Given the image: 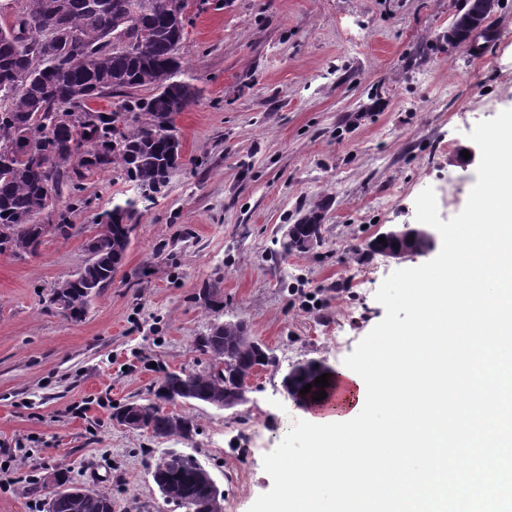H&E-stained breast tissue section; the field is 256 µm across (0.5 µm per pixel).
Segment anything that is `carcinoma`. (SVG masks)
Returning a JSON list of instances; mask_svg holds the SVG:
<instances>
[{
  "label": "carcinoma",
  "instance_id": "carcinoma-1",
  "mask_svg": "<svg viewBox=\"0 0 512 512\" xmlns=\"http://www.w3.org/2000/svg\"><path fill=\"white\" fill-rule=\"evenodd\" d=\"M127 0H22L21 11L35 25L53 24L79 31L85 44L62 51L59 65L45 69L43 55L28 49L13 36L11 28L0 26V106L14 122L0 123V244L9 255L21 257L38 252L40 239L36 218L46 207L42 175L38 165L11 155L10 144L21 124L47 152L58 177L57 194L80 191L71 176L112 172L116 178L160 192L171 174L183 165L184 157L176 115L197 104L199 91L185 73L180 48L185 26L175 15L173 0H149L147 13L125 8ZM473 13L457 16L450 31L456 44L468 40ZM143 35V49L130 54L109 47L117 35ZM148 89L145 97L136 91ZM123 98L134 113L98 112L102 129L112 128L118 147L104 152L89 167L84 155L98 149L99 143L89 126L72 125L57 130L48 124V113L60 102L84 104L104 95ZM171 128H166V124ZM137 199L112 204V223L97 234V255L87 258L77 273L58 283L53 290L64 306L59 313L77 321L86 311L89 299L112 282L122 267L130 246L125 232ZM317 216L309 214L300 222L298 234L307 238L322 234ZM194 347L211 359L204 371L169 373L165 379L188 388L199 401L222 402L242 397V380L250 369L261 364L277 365V358L266 346L248 336L244 322L225 321L221 328L198 336ZM321 369L309 360L299 366L294 386L314 383ZM144 430L168 437L191 439L198 430L194 416L165 411L146 414ZM192 455L164 453L151 465V475L163 485L166 502L182 509L205 490ZM54 512H112V497L104 491L86 490L79 500L61 497Z\"/></svg>",
  "mask_w": 512,
  "mask_h": 512
}]
</instances>
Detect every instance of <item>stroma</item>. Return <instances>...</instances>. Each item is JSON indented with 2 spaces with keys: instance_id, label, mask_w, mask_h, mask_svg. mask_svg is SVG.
I'll return each mask as SVG.
<instances>
[{
  "instance_id": "35a3bbf8",
  "label": "stroma",
  "mask_w": 512,
  "mask_h": 512,
  "mask_svg": "<svg viewBox=\"0 0 512 512\" xmlns=\"http://www.w3.org/2000/svg\"><path fill=\"white\" fill-rule=\"evenodd\" d=\"M465 0H223L191 13L181 52L200 92L176 126L186 163L138 204L122 268L84 318L49 303L86 259L85 239L130 183L94 173L69 237L0 255V512H42L57 467L108 492L114 512H180L151 465L193 454L248 512L272 487L263 457L306 419L282 387L289 368L332 371L385 316L375 293L393 271L424 264L367 248L381 226L415 221L433 188L441 220L465 206L476 164L469 132L512 109V0H498L480 50L448 43ZM317 211L321 244L282 255L287 225ZM219 306L206 308L203 288ZM244 321L278 365L254 376L246 403L182 402L189 440L155 439L112 414L145 402L169 372L201 371L194 337ZM258 432L243 445L241 430Z\"/></svg>"
}]
</instances>
